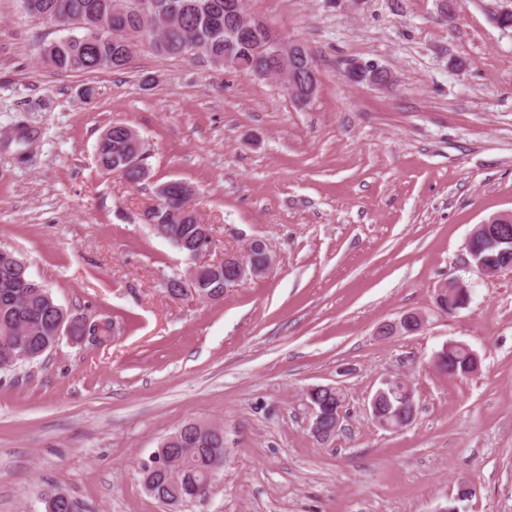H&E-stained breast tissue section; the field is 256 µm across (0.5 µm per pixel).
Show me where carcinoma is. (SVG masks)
Instances as JSON below:
<instances>
[{
    "label": "carcinoma",
    "instance_id": "1",
    "mask_svg": "<svg viewBox=\"0 0 512 512\" xmlns=\"http://www.w3.org/2000/svg\"><path fill=\"white\" fill-rule=\"evenodd\" d=\"M150 12L139 14L123 6V0H20L21 10L32 17L52 22L65 35L43 41L38 57L49 68L59 72L92 73L125 66L128 37H143L148 50L162 56L186 57L190 42H202L206 54L197 62L213 68L224 67L229 58L234 71L248 77L262 78L278 64L275 48L256 51L257 43L268 37L265 29L255 30L242 40L233 38L224 27L235 25L234 4L239 0H150ZM32 131L20 120L13 136L5 142L17 146L15 154L25 161V149ZM148 154L136 131L125 123H115L100 137L96 146V162L107 171L121 170L124 179L138 184L147 174ZM167 191L158 206L146 214L149 223L159 226L158 233L180 251L191 256L206 231L196 217L182 212L187 193L192 187L171 180L159 187ZM197 287L224 298L222 277L198 279ZM69 324L68 335L79 339L103 328L90 327L63 307L51 289L28 275L26 262L10 251H0V363L10 370L18 365L41 359L40 351L55 342L60 321ZM440 368L448 376H461L477 370L478 359L463 347L443 348L436 355ZM378 410L385 423H399V405L411 398L406 384L397 377L382 385ZM166 468L143 477L149 493L157 500L177 493L185 504L204 499L210 492L211 476L224 464V430L217 423L190 421L174 430L160 443ZM60 490L50 487L43 503H51L49 512H82L71 497L58 496Z\"/></svg>",
    "mask_w": 512,
    "mask_h": 512
}]
</instances>
